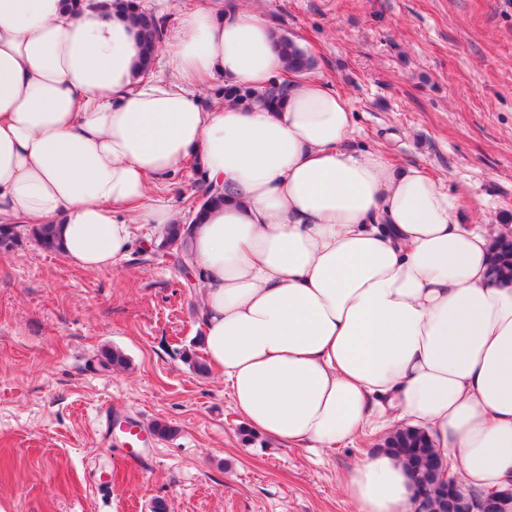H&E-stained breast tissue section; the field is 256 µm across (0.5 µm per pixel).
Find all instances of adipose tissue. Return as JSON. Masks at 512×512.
I'll use <instances>...</instances> for the list:
<instances>
[{
  "label": "adipose tissue",
  "mask_w": 512,
  "mask_h": 512,
  "mask_svg": "<svg viewBox=\"0 0 512 512\" xmlns=\"http://www.w3.org/2000/svg\"><path fill=\"white\" fill-rule=\"evenodd\" d=\"M143 73L117 9L0 0V223L53 225L64 258L103 270L137 224H173L152 186L190 164L224 192L186 249L203 272V351L254 431L334 448L386 413L425 424L463 485L512 490V280L424 166L353 145L348 98L294 78L275 111L205 108L203 82L263 89L286 63L265 17L182 10ZM355 512H417L386 453L343 482Z\"/></svg>",
  "instance_id": "adipose-tissue-1"
}]
</instances>
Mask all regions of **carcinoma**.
Here are the masks:
<instances>
[{"mask_svg":"<svg viewBox=\"0 0 512 512\" xmlns=\"http://www.w3.org/2000/svg\"><path fill=\"white\" fill-rule=\"evenodd\" d=\"M140 32L144 71H150V65L159 49L163 26L153 13L141 9L136 0H121ZM276 45L284 57L288 69L304 76L314 68V60L287 33H275ZM288 95V84L274 82L262 90L241 85H222L212 89V98L250 109L260 104L270 110L280 107ZM224 203V194L205 188L201 197L190 202V207L201 215L215 204ZM190 232L184 224H168L163 228L160 246L174 250L179 241ZM33 239L43 250L58 252L49 226L20 227L16 224L0 225V245L9 246L21 236ZM492 267L497 276L512 277V240L497 244L492 253ZM383 448L403 460L411 478L415 493L419 499L420 512H471V508H482L479 494H465L460 487H454V505L448 507V494L440 490L444 483L443 468L446 463L439 456L433 441L426 430L406 426L390 434Z\"/></svg>","mask_w":512,"mask_h":512,"instance_id":"obj_1","label":"carcinoma"}]
</instances>
